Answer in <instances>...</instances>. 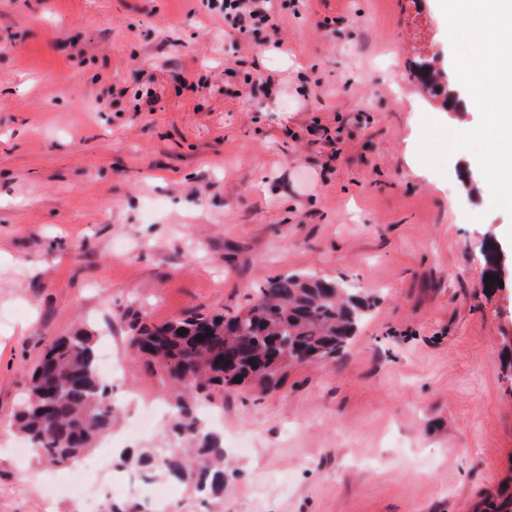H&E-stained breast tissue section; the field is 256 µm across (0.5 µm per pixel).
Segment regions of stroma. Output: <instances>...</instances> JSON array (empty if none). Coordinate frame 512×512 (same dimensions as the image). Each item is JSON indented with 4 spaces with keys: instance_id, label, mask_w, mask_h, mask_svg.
I'll return each mask as SVG.
<instances>
[{
    "instance_id": "1",
    "label": "stroma",
    "mask_w": 512,
    "mask_h": 512,
    "mask_svg": "<svg viewBox=\"0 0 512 512\" xmlns=\"http://www.w3.org/2000/svg\"><path fill=\"white\" fill-rule=\"evenodd\" d=\"M274 5L242 36L220 0H0V512L154 507V485H104L108 449L78 462V496L69 468L22 457L10 422L52 340L92 325L113 395L161 405L124 312H228L293 272L365 317L335 358L217 397L224 490L170 485L174 512H484L512 493V214L471 152L419 157L423 117L480 120L439 0ZM136 418L115 408L114 445L163 442Z\"/></svg>"
}]
</instances>
